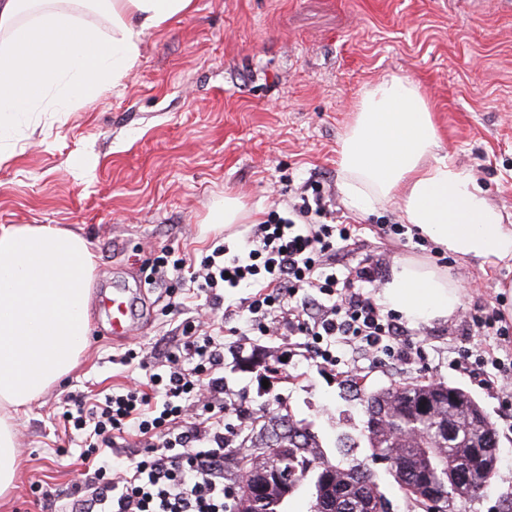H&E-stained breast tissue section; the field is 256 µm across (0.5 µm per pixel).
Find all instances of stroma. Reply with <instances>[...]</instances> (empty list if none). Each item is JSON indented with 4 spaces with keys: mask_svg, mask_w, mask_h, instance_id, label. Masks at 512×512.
Returning <instances> with one entry per match:
<instances>
[{
    "mask_svg": "<svg viewBox=\"0 0 512 512\" xmlns=\"http://www.w3.org/2000/svg\"><path fill=\"white\" fill-rule=\"evenodd\" d=\"M420 84L434 108L442 147L486 189L512 225V8L482 0H194L190 15L149 32L138 67L123 84L70 112L42 117L0 165V225L49 224L79 231L96 258L93 287L113 279L138 290L140 330L113 338L106 318L89 311L88 345L77 367L37 396L16 421L18 471L0 512H51L47 494L66 495L96 453L64 430L68 397L100 398L131 385L120 359L164 346L192 316L167 309L163 291L145 285L143 261L173 249L200 260L217 240L240 244L244 224L205 218L225 193L255 220L311 174L326 176L336 221L355 224L384 278L404 260L447 268L462 288L458 314L424 321L410 364L353 359L336 366L303 356L299 337L243 344L224 339V380L252 414L272 408L309 428L329 457L343 436L360 441L364 407L350 384L371 389L441 380L469 391L495 424L499 473L457 512H512V410L476 375L449 366L462 339L461 313L501 309L497 286L512 281V261L494 268L442 258L431 243L378 237L400 223L397 206L350 212L339 190L340 141L360 96L378 80ZM359 374H346L348 362ZM287 380L268 379L267 367Z\"/></svg>",
    "mask_w": 512,
    "mask_h": 512,
    "instance_id": "stroma-1",
    "label": "stroma"
}]
</instances>
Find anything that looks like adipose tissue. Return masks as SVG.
I'll return each mask as SVG.
<instances>
[{"label": "adipose tissue", "mask_w": 512, "mask_h": 512, "mask_svg": "<svg viewBox=\"0 0 512 512\" xmlns=\"http://www.w3.org/2000/svg\"><path fill=\"white\" fill-rule=\"evenodd\" d=\"M0 0V164L21 118L44 103L68 108L120 86L148 31L193 9V0ZM107 19V34L78 24L81 9ZM440 135L420 86L394 77L368 89L340 150L345 205L368 212L398 202L445 255L494 265L512 260V227L464 167L439 155ZM94 256L84 237L45 224L0 225V496L13 486L14 418L66 376L86 349ZM461 289L440 267L404 261L380 293L412 320L452 315Z\"/></svg>", "instance_id": "1"}]
</instances>
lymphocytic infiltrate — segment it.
<instances>
[{
    "label": "lymphocytic infiltrate",
    "instance_id": "f902f5d3",
    "mask_svg": "<svg viewBox=\"0 0 512 512\" xmlns=\"http://www.w3.org/2000/svg\"><path fill=\"white\" fill-rule=\"evenodd\" d=\"M329 216L322 183L310 179L296 200L251 225L241 248L218 245L192 268L166 251L153 258L148 285L172 290L189 271L207 310L225 309L236 324L226 329L212 316L182 321L159 356L163 372L95 402L74 400L68 428L98 454L91 477L73 486L60 512H227L240 486L224 481V452L253 418L236 407L224 382L225 335L302 336L309 359L330 366L350 349L367 358L414 359L412 329L363 291L378 282L379 264L365 256L347 265L357 228L329 223ZM237 288L246 296L225 308L226 290ZM450 364L466 374L481 369L512 406V351L501 358L477 342L463 344ZM127 435L142 445L139 457L117 452Z\"/></svg>",
    "mask_w": 512,
    "mask_h": 512
}]
</instances>
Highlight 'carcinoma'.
<instances>
[{
	"label": "carcinoma",
	"instance_id": "carcinoma-1",
	"mask_svg": "<svg viewBox=\"0 0 512 512\" xmlns=\"http://www.w3.org/2000/svg\"><path fill=\"white\" fill-rule=\"evenodd\" d=\"M379 426H363L372 460L386 464L412 512H455V502L478 495L497 474V434L480 404L444 381L391 385L365 394ZM396 463H385L389 455ZM235 478L270 467L278 478L229 512H286L288 498L313 484V512H389V500L362 463L333 460L315 436L291 417L269 414L243 436L232 457Z\"/></svg>",
	"mask_w": 512,
	"mask_h": 512
}]
</instances>
